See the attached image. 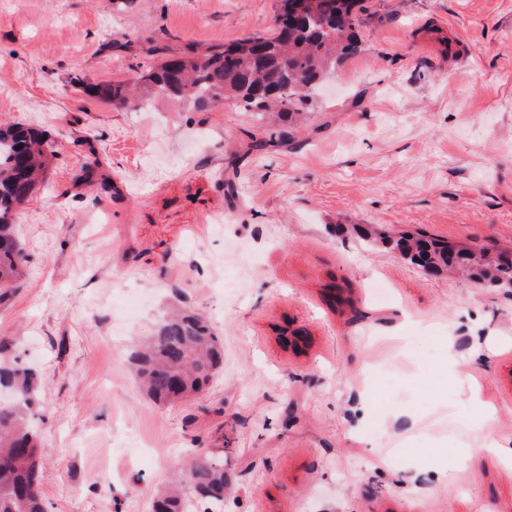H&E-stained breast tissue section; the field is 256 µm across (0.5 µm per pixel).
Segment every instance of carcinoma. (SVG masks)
<instances>
[{
  "instance_id": "carcinoma-1",
  "label": "carcinoma",
  "mask_w": 512,
  "mask_h": 512,
  "mask_svg": "<svg viewBox=\"0 0 512 512\" xmlns=\"http://www.w3.org/2000/svg\"><path fill=\"white\" fill-rule=\"evenodd\" d=\"M300 14L288 32L274 28L204 55L169 56L142 65L122 80L85 84L86 95L123 107L173 97L196 109L232 101L245 112L280 122L275 139L258 140L254 149L284 147L293 139V118L313 98L336 59L360 45L354 30L363 0H299ZM49 164L44 134L24 124L0 126V289L15 287L26 259L15 233L18 208L45 180ZM352 231L368 247L385 245L422 269L461 274L487 288L512 287V250L490 259L479 248H460L424 233L393 235L367 225ZM334 281L324 297L334 307L350 303ZM0 337V512H46L40 488L41 448L32 417L41 380L35 369L12 353ZM224 361V349L209 324L194 313L175 309L132 355L136 380L156 402L171 404L205 391ZM224 458L215 448H195L173 482L152 500L151 512H223Z\"/></svg>"
}]
</instances>
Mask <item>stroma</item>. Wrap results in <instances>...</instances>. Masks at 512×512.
<instances>
[{"label": "stroma", "instance_id": "1", "mask_svg": "<svg viewBox=\"0 0 512 512\" xmlns=\"http://www.w3.org/2000/svg\"><path fill=\"white\" fill-rule=\"evenodd\" d=\"M277 12L0 0V124L39 128L53 151L0 299V336L43 382L46 512H149L192 448L218 444L224 512H512L497 453L512 448V289L427 275L343 230L512 248V0H366L360 50L274 152L250 145L275 122L232 103L132 112L75 84L271 33ZM91 156L112 191L79 181ZM332 277L361 318L326 304ZM174 305L207 317L224 366L170 406L130 356Z\"/></svg>", "mask_w": 512, "mask_h": 512}]
</instances>
